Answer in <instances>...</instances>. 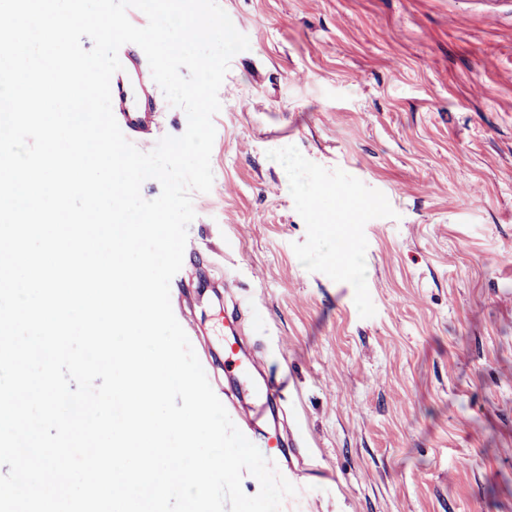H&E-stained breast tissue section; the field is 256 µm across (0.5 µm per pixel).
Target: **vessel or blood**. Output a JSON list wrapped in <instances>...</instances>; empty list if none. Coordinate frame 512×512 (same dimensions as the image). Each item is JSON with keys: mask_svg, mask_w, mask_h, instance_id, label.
Masks as SVG:
<instances>
[{"mask_svg": "<svg viewBox=\"0 0 512 512\" xmlns=\"http://www.w3.org/2000/svg\"><path fill=\"white\" fill-rule=\"evenodd\" d=\"M122 64L111 79L112 111L126 138L149 141L156 124V94L146 58L130 45L118 52ZM244 435L273 463H280L284 440L275 433H256L244 427Z\"/></svg>", "mask_w": 512, "mask_h": 512, "instance_id": "vessel-or-blood-1", "label": "vessel or blood"}]
</instances>
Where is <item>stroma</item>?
Segmentation results:
<instances>
[{
  "label": "stroma",
  "instance_id": "stroma-1",
  "mask_svg": "<svg viewBox=\"0 0 512 512\" xmlns=\"http://www.w3.org/2000/svg\"><path fill=\"white\" fill-rule=\"evenodd\" d=\"M219 3L250 48L170 299L219 399L235 304L286 381L233 414L298 443L281 512H512V0Z\"/></svg>",
  "mask_w": 512,
  "mask_h": 512
}]
</instances>
